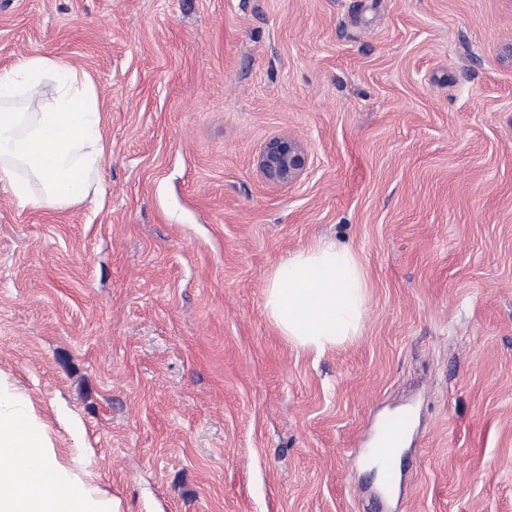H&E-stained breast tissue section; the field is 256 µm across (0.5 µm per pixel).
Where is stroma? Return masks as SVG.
Instances as JSON below:
<instances>
[{
	"label": "stroma",
	"mask_w": 512,
	"mask_h": 512,
	"mask_svg": "<svg viewBox=\"0 0 512 512\" xmlns=\"http://www.w3.org/2000/svg\"><path fill=\"white\" fill-rule=\"evenodd\" d=\"M39 54L108 150L101 199L0 189V392L70 473L118 512H512V0H0V70ZM323 239L368 293L318 355L264 302ZM308 155L301 143L276 136L269 139L256 159L257 169L264 181L274 186H289L306 170Z\"/></svg>",
	"instance_id": "35a3bbf8"
}]
</instances>
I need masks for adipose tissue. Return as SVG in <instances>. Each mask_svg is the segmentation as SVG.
<instances>
[{
	"instance_id": "ef3b65f1",
	"label": "adipose tissue",
	"mask_w": 512,
	"mask_h": 512,
	"mask_svg": "<svg viewBox=\"0 0 512 512\" xmlns=\"http://www.w3.org/2000/svg\"><path fill=\"white\" fill-rule=\"evenodd\" d=\"M103 124L83 69L48 56L18 59L0 72V185L24 206L84 201L107 151ZM365 296L355 254L320 242L277 264L265 310L283 336L321 352L361 334ZM28 418L0 394V512H112L63 468Z\"/></svg>"
}]
</instances>
